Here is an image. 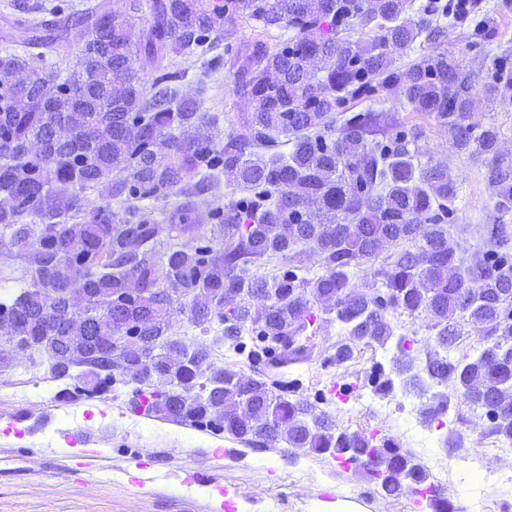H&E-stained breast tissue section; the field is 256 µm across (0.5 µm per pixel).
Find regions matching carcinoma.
I'll use <instances>...</instances> for the list:
<instances>
[{
	"label": "carcinoma",
	"instance_id": "cac0c4a2",
	"mask_svg": "<svg viewBox=\"0 0 512 512\" xmlns=\"http://www.w3.org/2000/svg\"><path fill=\"white\" fill-rule=\"evenodd\" d=\"M409 0H128L125 18L104 4L47 23L32 20L26 51H0V238L25 251L26 287L0 302V329L19 337L17 349L45 357L54 380H74L88 393L110 390L127 375L149 382L135 407L179 424L226 432L249 447L283 442L306 454L382 457L386 468H365L385 496L428 483L415 456L393 440L372 442L341 428L325 412L287 398L288 385L217 368L200 344L186 352L174 315L191 303L188 320L205 332L216 320L224 340L243 348V333L283 367L310 357L307 330L314 308L343 324L336 362L357 345L388 344L386 314L426 313L437 328V349L423 371L439 391L425 419L448 410L450 394L486 409L487 435L512 444V154L501 148L500 126L469 123L477 79L448 60L442 48L454 14L439 0L406 17ZM232 13L264 27H288L277 47L258 39L237 56L235 92L254 111L239 118L242 132L221 139L219 119L199 98L182 93L183 70L170 56L206 59L224 37ZM146 27L139 26L145 16ZM375 35L351 39L357 27ZM86 39L67 61V35ZM430 50L398 66L418 38ZM484 98L512 106V67L492 61L481 83ZM402 100L448 130L452 149L481 161L493 191L483 259L465 266L448 230L457 219L459 184L440 163L418 166L427 135L415 123L387 141L380 114H355L337 124L351 100ZM288 134L292 151H275ZM249 195L225 204L209 197L217 175ZM103 185L107 200L84 191ZM181 192L188 200L168 207ZM166 207L163 220L155 206ZM216 221L220 243L200 234L199 210ZM200 245L170 242L172 233ZM393 251L371 271L367 290L353 288L349 269ZM320 257L322 271L300 276L301 255ZM292 269L272 278L247 275L262 259ZM269 294L273 303L252 308ZM59 322L48 327L47 314ZM470 322L483 342L473 356L449 359ZM81 372L74 373L75 369ZM418 387L413 366L393 360L392 375Z\"/></svg>",
	"mask_w": 512,
	"mask_h": 512
}]
</instances>
